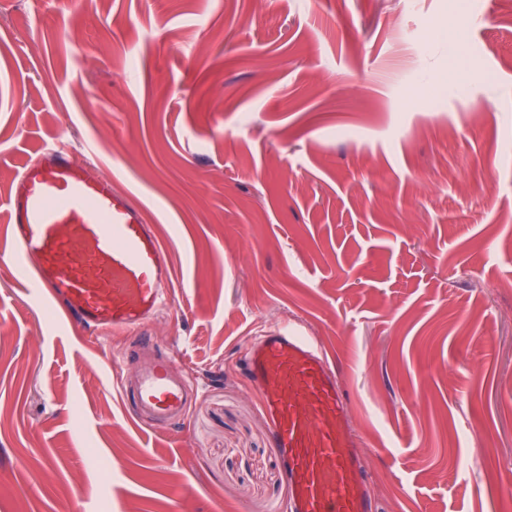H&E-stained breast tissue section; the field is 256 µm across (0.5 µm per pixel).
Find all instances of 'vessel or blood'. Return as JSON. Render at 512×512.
<instances>
[{"mask_svg":"<svg viewBox=\"0 0 512 512\" xmlns=\"http://www.w3.org/2000/svg\"><path fill=\"white\" fill-rule=\"evenodd\" d=\"M13 249L34 293L97 331H136L165 304L172 270L142 208L111 180L74 163L65 145L27 164L9 196ZM158 356L121 382L128 409L158 429L179 422L190 386ZM245 372L266 413L277 461L290 489L280 512H375L355 452L348 394L336 370L293 327L269 330L244 356Z\"/></svg>","mask_w":512,"mask_h":512,"instance_id":"1","label":"vessel or blood"}]
</instances>
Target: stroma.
<instances>
[{
  "mask_svg": "<svg viewBox=\"0 0 512 512\" xmlns=\"http://www.w3.org/2000/svg\"><path fill=\"white\" fill-rule=\"evenodd\" d=\"M166 248L146 324L198 385L173 431L0 263V512H276L239 362L300 326L378 512H512V0H0V251L57 139Z\"/></svg>",
  "mask_w": 512,
  "mask_h": 512,
  "instance_id": "1",
  "label": "stroma"
}]
</instances>
